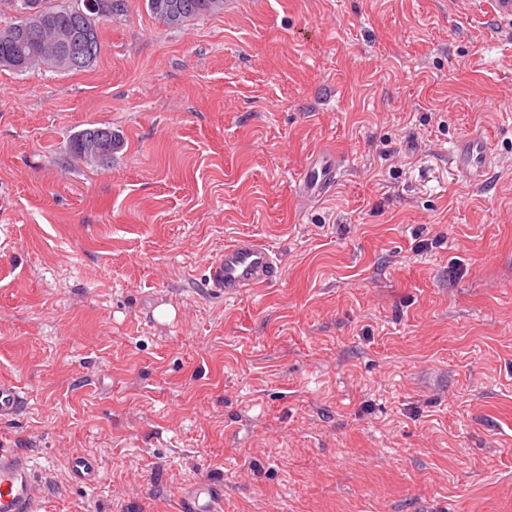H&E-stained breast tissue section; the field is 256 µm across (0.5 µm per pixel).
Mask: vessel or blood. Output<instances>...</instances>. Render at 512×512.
Instances as JSON below:
<instances>
[{
    "mask_svg": "<svg viewBox=\"0 0 512 512\" xmlns=\"http://www.w3.org/2000/svg\"><path fill=\"white\" fill-rule=\"evenodd\" d=\"M451 162L458 179L468 185L485 183L496 164V156L482 131L474 130L455 144ZM340 161L324 151L313 153L300 175L299 192L309 200L326 196L341 174ZM206 285L224 299L237 298L247 290L259 288L277 277L279 266L272 251L257 240L246 237L234 241L213 256L206 265ZM25 404L20 386L0 380V420L16 416ZM70 469L85 483L96 481L95 459L73 456ZM44 482L31 458L16 449L0 445V512H44ZM181 512H223L224 494L220 484L193 481L180 492Z\"/></svg>",
    "mask_w": 512,
    "mask_h": 512,
    "instance_id": "vessel-or-blood-1",
    "label": "vessel or blood"
}]
</instances>
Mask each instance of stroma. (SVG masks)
<instances>
[{
    "instance_id": "stroma-1",
    "label": "stroma",
    "mask_w": 512,
    "mask_h": 512,
    "mask_svg": "<svg viewBox=\"0 0 512 512\" xmlns=\"http://www.w3.org/2000/svg\"><path fill=\"white\" fill-rule=\"evenodd\" d=\"M0 67V443L47 512H512V23L493 0H228ZM109 126V164L72 160ZM483 130L485 185L448 156ZM343 160L301 202L311 152ZM249 236L282 274L234 300ZM95 457L99 478L69 460ZM112 1V2H111ZM103 4V8L98 14H95L94 18L92 19L94 28H95V34H93V45H94V52L91 59H89L88 64L84 67H77V68H70L69 65H79L86 61V54L83 51H80L79 49H72L67 54L59 55L57 57V62L61 64H65L68 67L65 66H58V67H50L52 69L61 70V71H83L90 66L93 65V63L98 59L100 53H101V31H100V20L103 19H117L118 17L125 16L128 8V0H103L101 1ZM110 5L108 6V4ZM111 10H110V8ZM99 20V21H98ZM89 140H96L103 146V156L100 160L88 158L82 154L83 146ZM115 135L109 126H94L85 128L75 134L69 141V154L72 158L91 163L108 164L112 160ZM206 271L208 291L230 300L271 282L277 277L279 266L269 248L246 237L213 256L207 262ZM25 402L24 391L20 386L0 380V420L16 416ZM70 469L75 478L84 483H91L97 480L98 463L94 458L85 456H73L70 462ZM181 512H222L224 494L219 483L193 481L180 492Z\"/></svg>"
}]
</instances>
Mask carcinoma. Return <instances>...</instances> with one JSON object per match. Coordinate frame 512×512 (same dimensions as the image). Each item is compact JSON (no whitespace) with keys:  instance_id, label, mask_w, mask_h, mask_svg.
Returning a JSON list of instances; mask_svg holds the SVG:
<instances>
[{"instance_id":"1","label":"carcinoma","mask_w":512,"mask_h":512,"mask_svg":"<svg viewBox=\"0 0 512 512\" xmlns=\"http://www.w3.org/2000/svg\"><path fill=\"white\" fill-rule=\"evenodd\" d=\"M9 2L18 13V20L0 27V59L26 58L39 54L48 37L43 34L37 42L29 39L30 32L38 31V19L27 12L29 0ZM102 4L101 11L91 20L84 15V0H63L54 8L43 9L58 29L70 34L74 46L82 42L88 22H93L94 52L88 61L90 66L101 53L100 21L124 16L128 8V0H102ZM147 6L158 22L170 28H178L193 17L223 10L224 0H147ZM114 141L115 135L109 126L85 128L70 139L69 154L78 160L91 163L96 161L104 165L112 160Z\"/></svg>"}]
</instances>
